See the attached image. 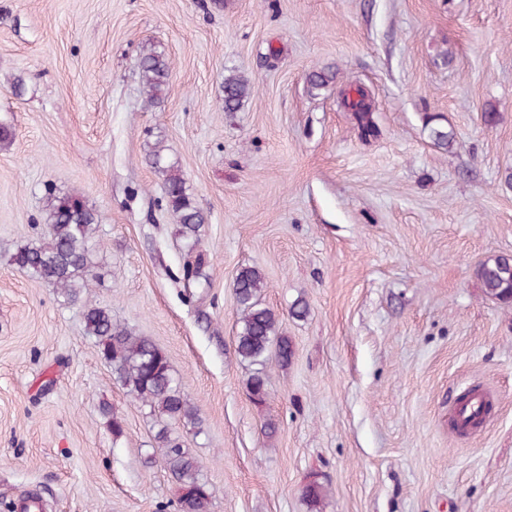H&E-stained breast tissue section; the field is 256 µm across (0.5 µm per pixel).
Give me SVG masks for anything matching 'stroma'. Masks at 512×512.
<instances>
[{"label":"stroma","mask_w":512,"mask_h":512,"mask_svg":"<svg viewBox=\"0 0 512 512\" xmlns=\"http://www.w3.org/2000/svg\"><path fill=\"white\" fill-rule=\"evenodd\" d=\"M150 45L171 63L153 107ZM320 69L332 81L310 88ZM232 72L251 85L236 112ZM352 83L373 135L342 105ZM3 130L0 512H178L148 407L83 332L88 303L167 355L201 418L174 431L210 512H512V303L476 277L512 255V0H0ZM158 145L207 217L191 283ZM51 190L98 219L79 303L10 263L42 241ZM244 267L294 350L269 360L262 404L235 347ZM469 389L493 413L462 436ZM250 85L247 80L237 74L224 77V109L228 112L238 111L247 98Z\"/></svg>","instance_id":"stroma-1"}]
</instances>
